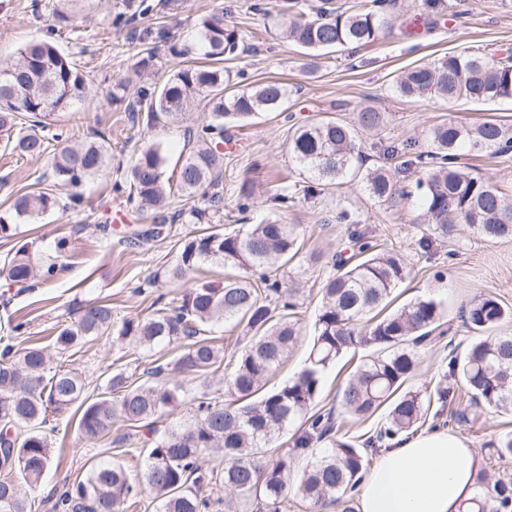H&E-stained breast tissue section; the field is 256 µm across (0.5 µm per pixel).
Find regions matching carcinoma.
Listing matches in <instances>:
<instances>
[{
  "label": "carcinoma",
  "mask_w": 512,
  "mask_h": 512,
  "mask_svg": "<svg viewBox=\"0 0 512 512\" xmlns=\"http://www.w3.org/2000/svg\"><path fill=\"white\" fill-rule=\"evenodd\" d=\"M80 0H56L58 24L68 26L77 15ZM144 12L135 0L115 16L126 26ZM385 0H372L360 10H345L336 0H284L272 17V28L306 50L309 61L339 47L368 45L393 26ZM199 38L208 63L188 64L157 86L140 84L126 110L132 119L148 126L165 125L186 117L198 104L206 111L197 125L196 144L179 167L177 190L201 204L180 210L188 224H209L211 230L188 236L175 263L152 275L149 283L185 280L204 262H219L228 273L224 282H194L185 289L179 305L160 309L144 319H128L116 326L112 307L103 301L81 306L78 319L55 338L62 350L112 335L141 348L179 344L178 353L164 366L146 372L141 382L122 368L106 375L95 397L88 395L85 378L53 366L44 348L11 343L26 331L20 321L13 336L0 348V512H32L26 489L38 484L52 461V443L46 426L49 417L77 406L81 409L77 431L82 439L98 441L112 435L120 419L149 435L147 447L132 448L134 434L112 441L126 454H145L140 471L131 474L110 458L91 465L54 496L53 512H128L149 492L157 512H209L213 503L233 501L256 504L258 512H286L291 466L288 455L260 462L257 450L288 428L293 434L291 455H312L298 478V490L309 512H324L339 504L341 512H354L350 493L358 485L368 458L355 444L334 437L332 415L309 414L322 373L342 354L356 348L371 350L339 392L345 413L366 418L387 406L385 423L367 443L392 441L421 428L431 409L441 412L450 404H465L458 420L473 422L483 413L512 412V335L495 328L512 311L493 297L466 304L464 323L478 334L462 357L448 360V377L460 381L456 389L437 383L432 391L402 390L420 363V348L434 339L443 325L444 309L433 298L410 302L382 314L394 288L408 270L402 256L380 249L359 227L358 214L342 208L336 222L351 224L353 258L339 262L337 272L323 280V303L315 322L316 336L308 365L278 389L263 393L268 378L287 360L299 338L295 319V292L285 288L279 271L303 254L298 225L280 219L251 225L244 232L219 229L224 210L221 173L224 165L225 123L245 122L264 112H276L288 97V87L278 81L245 87L222 67L237 55L240 34L224 20V13L202 19ZM395 90L407 98L434 95L448 100L491 103L512 99V58L480 52L450 53L434 62L403 71ZM89 99V89L76 64L49 40L32 41L19 57L0 65V129L9 131L25 123L46 129L58 112L76 101ZM358 126L341 120L321 119L288 131V157L317 181L303 192L312 196L321 187L340 186L348 174H360L358 130L380 132L384 113L364 107ZM495 157L512 155V131L493 118L474 124L450 121L431 129L423 148L412 140L385 144L384 163L362 175L365 190L379 202L419 195L427 233L421 246L429 248L445 239L459 224L473 228L488 240L512 238V198L489 177L473 175L461 165L459 148ZM48 140L37 133L17 136L12 150L41 158ZM110 153L106 141L92 139L78 147L65 146L53 154L54 176L77 184L104 175ZM401 161V168L418 174L415 190L398 186L396 174L386 165ZM162 146L154 143L138 150L131 166L128 200L152 217L154 227L136 234L144 238L159 233L168 223ZM61 205L47 192L17 195L11 205L18 218L37 219ZM55 266L34 267L27 250L8 260L5 273L13 283L27 284L53 276ZM246 323L251 333L225 379L229 400L203 391L195 398L192 414L184 422L158 431L159 418L179 406L184 380L213 373L224 365V347L207 336L208 327L230 320ZM329 440L330 446L314 445ZM224 453V466L206 467L208 453ZM481 489L462 512H512V482L497 480ZM205 487L225 492L211 501L201 495Z\"/></svg>",
  "instance_id": "1"
}]
</instances>
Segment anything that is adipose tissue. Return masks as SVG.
I'll use <instances>...</instances> for the list:
<instances>
[{
  "label": "adipose tissue",
  "mask_w": 512,
  "mask_h": 512,
  "mask_svg": "<svg viewBox=\"0 0 512 512\" xmlns=\"http://www.w3.org/2000/svg\"><path fill=\"white\" fill-rule=\"evenodd\" d=\"M477 468L455 432L402 435L363 478L357 512H459L474 494Z\"/></svg>",
  "instance_id": "1"
}]
</instances>
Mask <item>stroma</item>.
Returning a JSON list of instances; mask_svg holds the SVG:
<instances>
[{
	"mask_svg": "<svg viewBox=\"0 0 512 512\" xmlns=\"http://www.w3.org/2000/svg\"><path fill=\"white\" fill-rule=\"evenodd\" d=\"M253 0H146L148 9L138 18L137 28L163 29L180 43L198 51L201 19L223 12L238 29L242 43L237 58L225 61L227 70L245 71L250 83L278 80L288 86V97L280 111L268 112L235 128L234 135L245 143L243 151L224 157V231L247 229L245 214L239 210L242 185L253 189L250 212L255 217L282 219L297 225L305 240V255L287 267L286 285L296 291L301 333L287 361L270 377L268 388H276L297 375L305 366L315 335V316L322 305V280L332 273L331 258L351 255L353 246L346 225L336 223L337 207L359 214L373 242L380 248L401 255L409 269L395 289L390 307H399L424 298L441 300L445 307L444 338L421 353V363L407 383L408 389L421 390L436 384L447 370L449 352L463 353L475 337L459 317L467 302L485 296L497 298L512 308V240L489 241L464 225L449 233L447 240L423 250L420 239L425 227L423 209L417 198L400 206L371 199L360 179H346L315 197L304 196L303 185L309 176L291 169L284 146L291 126L323 118L354 121L358 110L371 106L386 115L381 136L365 135L358 142L363 168L379 164L381 142L405 139L424 141L428 130L437 124L459 120L478 122L497 119L512 128V99L492 104L439 98L409 99L397 95V75L412 66L429 63L448 53L474 50L494 56L512 49V0H395L396 22L381 37L362 50L339 49L319 59L316 71H308L306 57L295 43L275 39L267 33L270 19L256 14ZM54 0H0V62L17 56L25 43L46 36L57 48L76 61L92 90L88 101L60 112L55 121L66 143L50 141V151L62 145H75L91 134L104 136L111 148L112 172L78 185H65L51 176L47 159L19 156L0 132V215L10 216V204L21 193L51 189L60 197L81 196L79 208L52 209L35 220L12 219L10 237L0 238V265L18 248H25L39 267L55 265L54 276L33 289L11 284L0 273V294L8 305H0V336L10 333L12 324L28 323L21 345L34 344L51 352L55 362L76 370L92 385H99L105 372L124 368L140 373L169 362L174 351L168 346L151 350L136 347L109 336L85 344L79 350L57 351L54 340L63 325L75 320L76 303L98 299L112 307L115 323L146 318L159 307L176 304L182 287L162 284L148 286L158 268L176 259L184 239L195 232L192 224L166 225L162 234L148 239L129 237L126 226L147 230L151 221L129 203L126 194L116 193L115 182L125 180L136 148L151 143L165 150V172H172L178 158L187 152L188 122L149 127L131 122L124 105L113 103L118 81L134 77L142 43L127 29L116 28L112 20L122 12L124 0H95L83 10L77 23L54 29ZM295 185L294 201L288 209H277L270 198L279 192L281 176ZM122 209L128 225L113 223L114 209ZM109 225L110 236H103L101 225ZM67 241V253H59L58 241ZM312 253L320 262L309 261ZM356 365L351 355H343L322 377L321 389L313 409L332 413L341 435L350 440L369 436L386 417L378 410L369 419H352L342 410L336 393ZM77 409L56 418L53 436L54 456L40 485L29 491L32 512H47L46 499L64 480L82 474L92 462L102 459L104 445L78 438ZM429 427L447 428L465 437L479 461V471L490 479L512 481V458H501L490 449V441L512 430V414H484L477 423L457 421L452 407L435 418Z\"/></svg>",
	"mask_w": 512,
	"mask_h": 512,
	"instance_id": "1",
	"label": "stroma"
}]
</instances>
